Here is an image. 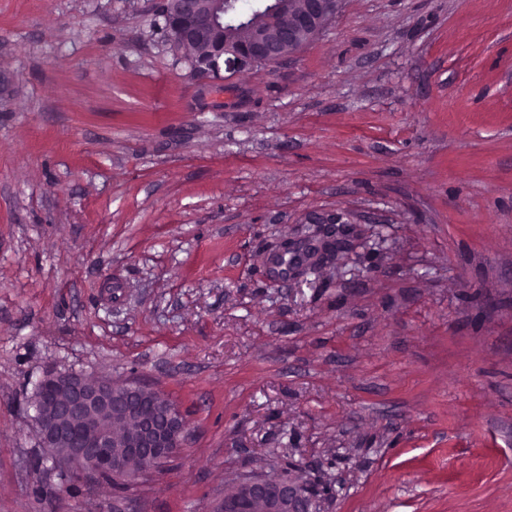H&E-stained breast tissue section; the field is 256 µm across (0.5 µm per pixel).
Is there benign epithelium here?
<instances>
[{
  "label": "benign epithelium",
  "mask_w": 512,
  "mask_h": 512,
  "mask_svg": "<svg viewBox=\"0 0 512 512\" xmlns=\"http://www.w3.org/2000/svg\"><path fill=\"white\" fill-rule=\"evenodd\" d=\"M168 22V43L200 53L196 74H230L257 66H276L304 46L302 36L320 34L339 12L342 0H299L283 12L281 0H259V17L245 25L247 35L227 33L226 0H162ZM330 241L321 234L307 237L297 250L293 275L300 279L315 268L318 253L327 254ZM54 383L60 395L37 402L36 435L39 447L50 453L54 467L75 471L88 482L137 461L148 468L168 460L187 433L177 406L145 409L144 401L158 391L138 382L91 381L77 372L59 373ZM125 448L121 456L112 449ZM246 488L258 512H329V498L311 490L301 476L270 479L258 473L242 475L224 492L229 498Z\"/></svg>",
  "instance_id": "obj_1"
}]
</instances>
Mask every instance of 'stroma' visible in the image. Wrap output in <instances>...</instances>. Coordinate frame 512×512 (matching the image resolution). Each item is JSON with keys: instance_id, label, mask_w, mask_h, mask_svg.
<instances>
[{"instance_id": "35a3bbf8", "label": "stroma", "mask_w": 512, "mask_h": 512, "mask_svg": "<svg viewBox=\"0 0 512 512\" xmlns=\"http://www.w3.org/2000/svg\"><path fill=\"white\" fill-rule=\"evenodd\" d=\"M159 0H0V512H216L279 460L334 512H512V0H344L202 80ZM349 218V254L269 242ZM190 432L121 487L40 450L50 373ZM330 241L323 237V235L314 234L307 237V248L302 249L300 251L297 250V263L294 267V271L292 275L295 276V279H301L302 277L307 276V272L311 269L315 268V264L310 262L314 261L318 257V253L316 250L328 255L330 251Z\"/></svg>"}]
</instances>
